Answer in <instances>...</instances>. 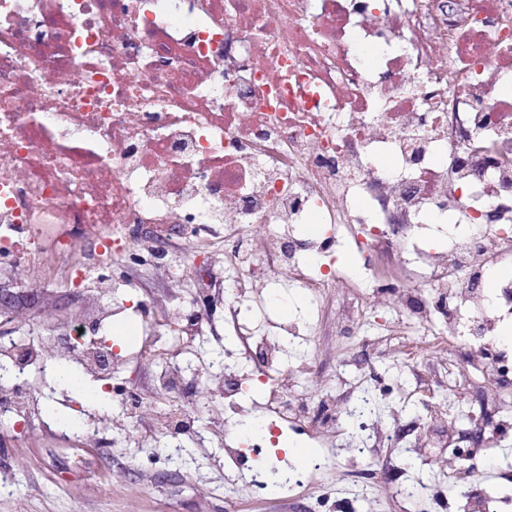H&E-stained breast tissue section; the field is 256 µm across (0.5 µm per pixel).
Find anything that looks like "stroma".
<instances>
[{
    "label": "stroma",
    "instance_id": "obj_1",
    "mask_svg": "<svg viewBox=\"0 0 512 512\" xmlns=\"http://www.w3.org/2000/svg\"><path fill=\"white\" fill-rule=\"evenodd\" d=\"M138 293L169 305H188L197 294L195 275L172 281L150 267L129 271ZM19 308L28 312L25 329L34 337L49 339L68 321L75 307L68 293L55 303L40 298L36 286L26 289ZM339 315L319 320L311 346V368L297 381L311 398L331 394L337 407L350 398L347 373L375 370L370 384L378 398L398 409V427L407 438L426 444L415 461L427 489L406 500L401 490L407 477L393 471L374 482L366 498L331 502L313 493L288 500L272 496L252 498L240 491L234 506L224 500V452L218 438L207 447L192 439L159 436L152 418L131 424L117 445L100 449L94 464L63 472L47 467L42 452L61 444L62 430L54 422L31 424L21 430H0V464L9 465L14 480L0 491V512H459L452 483L469 481L472 461L464 454L441 455L440 446L473 429L475 421L490 425L512 406V372L499 374L482 360L470 359L466 337L436 346L418 331L411 336L387 335L373 339L370 325L386 324L398 314L376 305L374 296L353 288L336 292ZM50 374H37L38 396L52 397L54 405L70 420L81 419L112 438L111 407H97L69 391H51ZM449 400L447 415L432 413L434 403ZM480 482L497 498L499 512H512V434L486 452L478 474Z\"/></svg>",
    "mask_w": 512,
    "mask_h": 512
}]
</instances>
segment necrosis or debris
Masks as SVG:
<instances>
[{"label":"necrosis or debris","instance_id":"necrosis-or-debris-1","mask_svg":"<svg viewBox=\"0 0 512 512\" xmlns=\"http://www.w3.org/2000/svg\"><path fill=\"white\" fill-rule=\"evenodd\" d=\"M376 52L366 65L362 47ZM512 0H0V258L16 287L74 288L80 306L54 355L0 338V425L27 422L33 371L47 360L108 379L98 330L112 327L127 280L108 266L147 253L178 278L219 257L227 351L220 395L224 458L297 427L321 452L241 487L263 497L321 484L342 424L332 396L289 379V347L307 322L272 320L254 289L309 294L318 315L360 286L411 322L494 336L512 317ZM464 225L432 247L434 219ZM315 225L301 237L299 228ZM179 237L189 249L171 256ZM348 239L370 258L364 280L337 265ZM138 351L157 388L179 392L197 369L158 346L157 325L185 342L207 313L134 307Z\"/></svg>","mask_w":512,"mask_h":512}]
</instances>
